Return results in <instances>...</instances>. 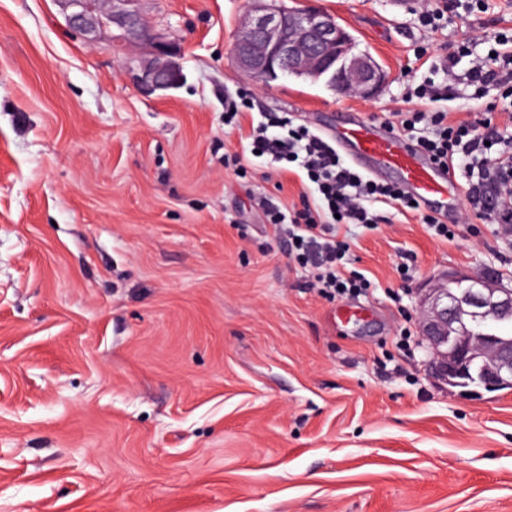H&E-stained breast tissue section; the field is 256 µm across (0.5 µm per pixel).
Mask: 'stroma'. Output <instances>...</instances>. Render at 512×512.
Instances as JSON below:
<instances>
[{
	"mask_svg": "<svg viewBox=\"0 0 512 512\" xmlns=\"http://www.w3.org/2000/svg\"><path fill=\"white\" fill-rule=\"evenodd\" d=\"M284 3L335 17L381 92L257 84L230 53L248 0H145L182 46V83L151 95L55 0H0V512H512V392L436 384L411 294L512 275V234L463 224L444 242L373 204L378 223L342 233L376 286L327 298L266 216L306 185L242 150L269 113L386 122L416 51L442 63L464 42L419 106L482 115L500 92L463 75L512 35V0L435 28L418 0ZM240 94L253 107L227 123Z\"/></svg>",
	"mask_w": 512,
	"mask_h": 512,
	"instance_id": "1",
	"label": "stroma"
}]
</instances>
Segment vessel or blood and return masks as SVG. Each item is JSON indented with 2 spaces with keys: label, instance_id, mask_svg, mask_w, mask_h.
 I'll return each instance as SVG.
<instances>
[{
  "label": "vessel or blood",
  "instance_id": "1",
  "mask_svg": "<svg viewBox=\"0 0 512 512\" xmlns=\"http://www.w3.org/2000/svg\"><path fill=\"white\" fill-rule=\"evenodd\" d=\"M329 134L355 166L379 180L394 179L441 219L455 217L462 191L456 175L406 137L352 112L342 113Z\"/></svg>",
  "mask_w": 512,
  "mask_h": 512
}]
</instances>
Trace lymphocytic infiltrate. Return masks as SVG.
I'll list each match as a JSON object with an SVG mask.
<instances>
[{
    "mask_svg": "<svg viewBox=\"0 0 512 512\" xmlns=\"http://www.w3.org/2000/svg\"><path fill=\"white\" fill-rule=\"evenodd\" d=\"M495 47L467 71L470 85L501 88L497 104L485 117L460 119L452 112L417 108L398 111L392 131L411 138L433 161L464 171L470 224H494L512 232V39L495 36ZM278 132L268 124L254 127L246 152L268 163L296 167L311 184L300 207L269 209L268 220L286 233L288 253L310 267L311 287L327 297L358 295L371 288L359 271L341 272L349 246L339 237L340 224H370L375 202L394 204L417 215L436 236L454 239L452 225L423 211L402 188L377 182L355 169L324 135L281 118Z\"/></svg>",
    "mask_w": 512,
    "mask_h": 512,
    "instance_id": "obj_1",
    "label": "lymphocytic infiltrate"
}]
</instances>
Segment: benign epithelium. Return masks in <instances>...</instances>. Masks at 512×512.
Instances as JSON below:
<instances>
[{"instance_id": "7a95c632", "label": "benign epithelium", "mask_w": 512, "mask_h": 512, "mask_svg": "<svg viewBox=\"0 0 512 512\" xmlns=\"http://www.w3.org/2000/svg\"><path fill=\"white\" fill-rule=\"evenodd\" d=\"M66 25L88 42L106 38L141 47L145 53L125 59L132 82L145 94L176 87L182 80L178 39L150 26L143 0H55ZM248 20L240 28L233 54L237 66L267 81L294 75L326 84L341 94L374 98L386 81L382 67L354 51L355 40L335 18L316 9L288 8L277 0H250ZM420 335L430 354L431 377L450 387L476 359L484 362L478 397L512 388V336L497 326L512 321V280L500 275L450 272L436 288L415 292Z\"/></svg>"}]
</instances>
